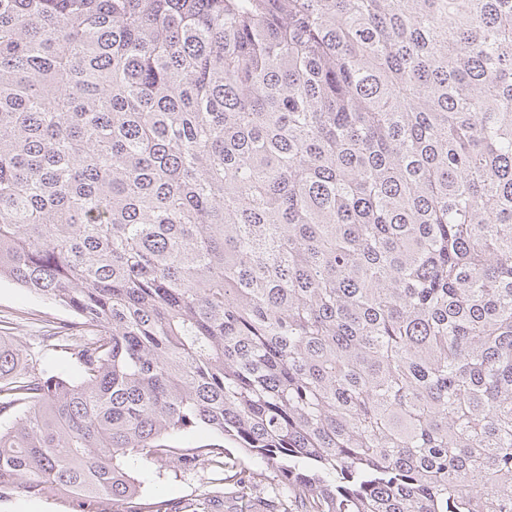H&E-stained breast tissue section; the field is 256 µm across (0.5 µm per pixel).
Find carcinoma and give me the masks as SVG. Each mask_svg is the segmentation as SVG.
<instances>
[{
	"label": "carcinoma",
	"instance_id": "obj_1",
	"mask_svg": "<svg viewBox=\"0 0 512 512\" xmlns=\"http://www.w3.org/2000/svg\"><path fill=\"white\" fill-rule=\"evenodd\" d=\"M1 281V499L512 512V0H0ZM69 318V313L15 285L0 282V336H8L21 346L37 343L53 322ZM132 474L141 481L140 499L150 501L153 498H195L209 489L208 475L203 472L179 473L171 467L158 469V465L148 467L139 464L129 466Z\"/></svg>",
	"mask_w": 512,
	"mask_h": 512
}]
</instances>
